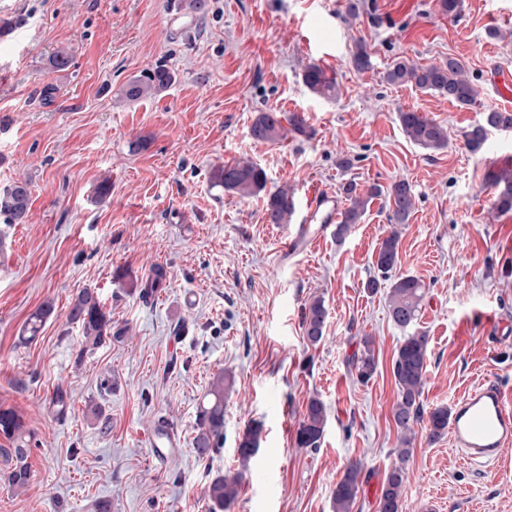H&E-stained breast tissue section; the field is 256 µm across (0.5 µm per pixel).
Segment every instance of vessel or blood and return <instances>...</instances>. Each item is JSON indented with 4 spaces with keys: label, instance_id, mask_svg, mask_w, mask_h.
Here are the masks:
<instances>
[{
    "label": "vessel or blood",
    "instance_id": "obj_1",
    "mask_svg": "<svg viewBox=\"0 0 512 512\" xmlns=\"http://www.w3.org/2000/svg\"><path fill=\"white\" fill-rule=\"evenodd\" d=\"M340 209L335 193L310 187L300 224L285 234L284 254L293 257L311 250L335 223ZM448 433L461 451L462 463L486 465L496 461L502 448L512 445V393L494 383L467 392L450 409ZM150 445L156 458H166L176 446L172 428L164 425L157 429Z\"/></svg>",
    "mask_w": 512,
    "mask_h": 512
}]
</instances>
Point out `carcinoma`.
<instances>
[{
  "label": "carcinoma",
  "mask_w": 512,
  "mask_h": 512,
  "mask_svg": "<svg viewBox=\"0 0 512 512\" xmlns=\"http://www.w3.org/2000/svg\"><path fill=\"white\" fill-rule=\"evenodd\" d=\"M384 79L391 85L412 84L424 91H432L448 97V101L460 106L473 104L478 91L465 76L464 64L456 58L439 64L418 66L406 60H397L387 69ZM175 82V74L163 65H157L130 79L120 89L122 99L130 102L154 97L165 91ZM303 82L315 95L323 98L336 96V82L326 76L325 70L316 63L308 64L303 72ZM400 126L405 136L414 144L427 150H439L448 143V133L440 123L414 111L398 114ZM285 129L281 116L273 111L260 112L253 121L252 136L259 141L276 142L288 132L306 133V119L294 113L288 116ZM493 130H512V113L490 111L482 120L464 132L468 147L479 150L485 143L488 133ZM214 185L241 196H258L266 192L267 175L263 168L252 162L240 161L216 167L211 171ZM496 198L494 206L500 213L512 211V168H503L495 176ZM355 187H345L349 207L343 220L336 225V236L343 238L351 226L359 223L365 213L369 199L385 195L395 224L407 223L415 206V197L408 181L399 180L389 188L373 187L369 196L354 194ZM268 193V192H266ZM31 205L30 181L17 179L0 191V222L10 227L22 224ZM295 210L293 192L286 187L277 188L266 196V212L270 223L287 224ZM399 236L391 232L383 239L376 257V267L381 278H372L366 283L367 290L375 294L380 281L388 280L389 273L397 265ZM425 296V285L410 275H400L387 292L388 311L393 323L405 331L393 361L392 373L397 385V401L393 407V419L401 434L397 457L400 465L387 475L378 498V512H402L405 493V467L413 442L415 427L423 426L428 438L435 440L448 431V408L437 407L424 413L421 402L422 387L427 371L428 336L418 330L410 331L419 318ZM55 306L45 301L27 319L24 332L27 339L39 335L45 321L54 313ZM326 319L324 301L315 298L304 306L303 326L310 344L315 345L323 338ZM67 321L76 323L83 329L86 343L96 347L112 335V318L100 304L97 295L85 288L74 298L67 315ZM363 352L353 362L357 378L367 381L375 370L374 341L365 336L361 339ZM233 384L232 375L219 372L200 407L196 423V436L193 440L198 458L210 457L218 447L224 434V396ZM327 421L325 405L317 398L309 399L304 417L297 430V443L302 448H315L321 439ZM257 431L244 432L239 444L242 460H247L256 451ZM0 436L11 443L9 448H0V457L10 466L7 479L15 488L28 486L30 465L27 462L31 448L32 434L26 429L22 417L11 407L0 406ZM361 466L354 462L348 465L342 478L332 490V512H352L359 491ZM241 475H218L208 485L207 496L211 503L210 512H224L237 497Z\"/></svg>",
  "instance_id": "1"
}]
</instances>
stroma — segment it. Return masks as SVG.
<instances>
[{"label": "stroma", "instance_id": "35a3bbf8", "mask_svg": "<svg viewBox=\"0 0 512 512\" xmlns=\"http://www.w3.org/2000/svg\"><path fill=\"white\" fill-rule=\"evenodd\" d=\"M176 0H0V188L30 179L24 223L0 241V405L33 434L26 489L0 475V512H209L206 491L242 471L226 512H332L331 492L362 465L352 512H377L390 470L406 472L403 512H512V447L494 465H462L448 437L418 432L399 462L391 362L403 332L385 292L369 293L375 257L391 228L385 197L344 239L335 230L311 252L286 257L285 225L269 223L262 197L215 186L213 168L261 166L268 189L303 198L311 184L407 180L416 210L399 225L398 275L426 286L417 330L429 338L421 401L450 405L491 381L512 391V212L493 208L494 178L512 167V130L471 151L465 131L499 109L493 69L512 72V0H461L456 17L437 0H208L203 16ZM499 37H490L491 29ZM371 58L360 71L357 40ZM67 49L58 71L49 59ZM459 58L478 88L473 105L384 80L404 58ZM317 63L335 78L332 99L302 80ZM163 64L175 82L160 95L119 100L142 70ZM305 115L309 133L271 143L251 126L261 111ZM444 125L447 147L426 150L398 114ZM149 139L147 149L130 142ZM112 190L94 192L103 178ZM154 295L134 288L154 267ZM92 289L112 313V334L87 349L71 302ZM323 298L324 338L310 345L304 306ZM55 314L33 341L29 318L46 300ZM501 323L489 338L488 318ZM375 340L376 370L360 382L350 361ZM234 375L224 436L211 457L193 449L200 405L214 377ZM327 423L314 448L296 432L310 398ZM179 435L167 462L146 440L158 422ZM259 446L242 461L244 432Z\"/></svg>", "mask_w": 512, "mask_h": 512}]
</instances>
